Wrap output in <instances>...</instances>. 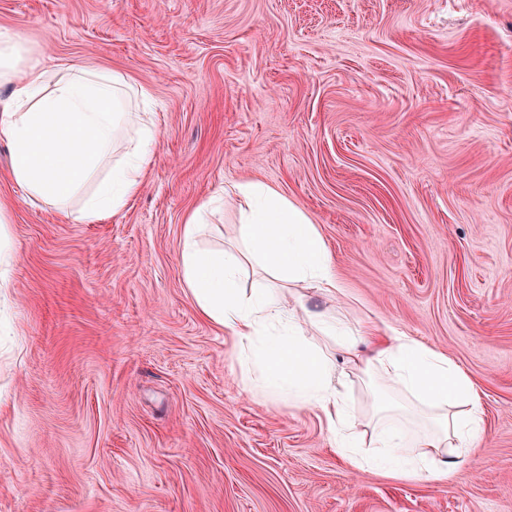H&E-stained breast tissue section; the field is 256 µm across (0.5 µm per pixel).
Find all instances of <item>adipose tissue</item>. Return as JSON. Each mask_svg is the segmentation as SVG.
<instances>
[{
  "label": "adipose tissue",
  "mask_w": 512,
  "mask_h": 512,
  "mask_svg": "<svg viewBox=\"0 0 512 512\" xmlns=\"http://www.w3.org/2000/svg\"><path fill=\"white\" fill-rule=\"evenodd\" d=\"M0 135L12 151L11 179L30 198L66 205L88 176L123 146L80 210L96 221L121 210L139 191L153 161L156 129L149 112L129 110L120 74L74 64L46 67L13 31L0 29ZM240 251L207 253L196 246L201 212L183 231L185 284L198 309L231 335L242 375L266 397L318 409L332 439L357 469L375 468L410 480L441 479L465 463L483 433L473 381L448 356L400 332L377 326L354 331L335 315L287 301L286 283L317 295L344 296L322 234L307 213L261 182L237 184ZM267 271L251 294L238 281L247 260ZM340 353L333 362L321 339ZM363 376L388 403L375 420L356 418L338 386Z\"/></svg>",
  "instance_id": "obj_1"
}]
</instances>
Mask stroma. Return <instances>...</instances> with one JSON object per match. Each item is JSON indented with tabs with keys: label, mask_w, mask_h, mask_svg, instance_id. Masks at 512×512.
<instances>
[{
	"label": "stroma",
	"mask_w": 512,
	"mask_h": 512,
	"mask_svg": "<svg viewBox=\"0 0 512 512\" xmlns=\"http://www.w3.org/2000/svg\"><path fill=\"white\" fill-rule=\"evenodd\" d=\"M0 27L122 73L157 129L93 223L24 198L0 137V512H512V0H0ZM246 181L318 225L339 315L469 375L468 463L354 469L318 410L244 384L181 251L198 208L199 247H237Z\"/></svg>",
	"instance_id": "stroma-1"
}]
</instances>
